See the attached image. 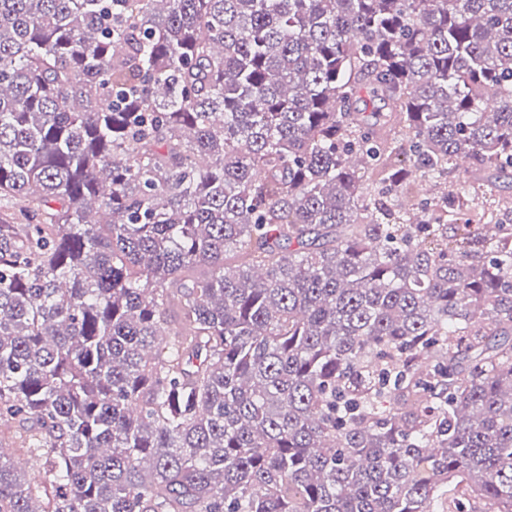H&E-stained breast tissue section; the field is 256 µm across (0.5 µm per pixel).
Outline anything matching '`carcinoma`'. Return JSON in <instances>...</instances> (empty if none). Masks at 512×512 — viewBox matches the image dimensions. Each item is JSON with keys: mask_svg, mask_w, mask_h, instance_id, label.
I'll use <instances>...</instances> for the list:
<instances>
[{"mask_svg": "<svg viewBox=\"0 0 512 512\" xmlns=\"http://www.w3.org/2000/svg\"><path fill=\"white\" fill-rule=\"evenodd\" d=\"M511 174L512 0H0V512H512Z\"/></svg>", "mask_w": 512, "mask_h": 512, "instance_id": "1", "label": "carcinoma"}]
</instances>
